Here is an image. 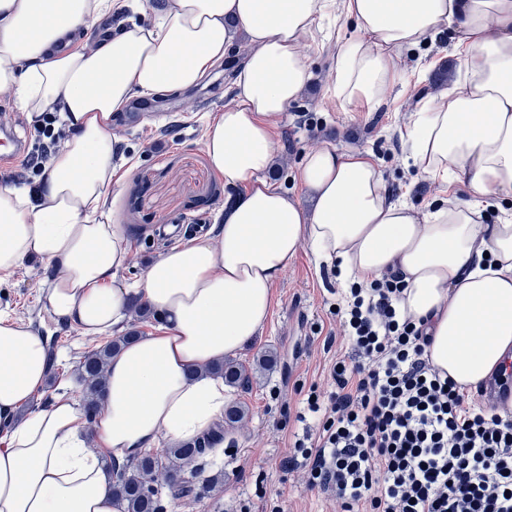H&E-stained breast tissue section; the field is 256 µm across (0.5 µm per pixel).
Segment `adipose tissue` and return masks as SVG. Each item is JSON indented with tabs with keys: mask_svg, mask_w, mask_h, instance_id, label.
<instances>
[{
	"mask_svg": "<svg viewBox=\"0 0 512 512\" xmlns=\"http://www.w3.org/2000/svg\"><path fill=\"white\" fill-rule=\"evenodd\" d=\"M108 7L0 0V87H16L32 112L64 99L75 129L53 160L48 207L0 187V282L40 260L55 272L44 291L51 314L88 337L121 328L135 300L163 323L113 355L89 425L73 397L33 406L55 365L50 340L0 317V512H120L104 457L122 463L210 431L229 396L208 366L258 336L275 283L303 249L343 282L397 275L432 365L461 388L498 371L512 354V217L479 218L512 198V0H169L153 25H132L92 51L61 48L71 32L93 31ZM337 9L356 33L338 49L325 95L345 112L385 105L396 52L455 27L465 80L427 100L404 136L422 175L467 182L470 200L416 212L390 200L368 155L330 147L301 162L310 206L269 182L274 124L311 78L304 43ZM35 17L42 25L33 30ZM241 32L249 52L231 84L235 101L202 140L213 172L240 194L217 240L190 239L148 263L134 286L118 284L129 239L90 220L112 189L108 122L133 91L197 87Z\"/></svg>",
	"mask_w": 512,
	"mask_h": 512,
	"instance_id": "1",
	"label": "adipose tissue"
}]
</instances>
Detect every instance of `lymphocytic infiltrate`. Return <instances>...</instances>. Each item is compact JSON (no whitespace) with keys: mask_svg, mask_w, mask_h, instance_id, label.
Instances as JSON below:
<instances>
[{"mask_svg":"<svg viewBox=\"0 0 512 512\" xmlns=\"http://www.w3.org/2000/svg\"><path fill=\"white\" fill-rule=\"evenodd\" d=\"M56 100L37 120V145L11 179L33 201L45 186L62 132ZM396 275L355 282L336 302L348 354L330 369L328 396L308 394L296 422L291 468L339 512H512V417L486 407L442 376L423 331L401 308Z\"/></svg>","mask_w":512,"mask_h":512,"instance_id":"lymphocytic-infiltrate-1","label":"lymphocytic infiltrate"}]
</instances>
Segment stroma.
Returning a JSON list of instances; mask_svg holds the SVG:
<instances>
[{"label": "stroma", "mask_w": 512, "mask_h": 512, "mask_svg": "<svg viewBox=\"0 0 512 512\" xmlns=\"http://www.w3.org/2000/svg\"><path fill=\"white\" fill-rule=\"evenodd\" d=\"M322 26L324 39L310 51L311 82L273 130L276 166L269 177L276 187L303 197L298 171L305 153L330 146L341 152H372L393 201L424 210L447 200L470 199L466 183L442 185L406 164L409 148L401 136L421 99L464 80L454 29L445 28L427 45L401 49L400 80L386 106L357 116L323 96L332 80L336 46L353 35L354 26L339 16L325 19ZM230 86V74L217 67L207 82L190 91L134 94L125 111L112 117L110 132L122 141L127 158L93 218L119 225L130 240L132 259L118 273L119 282H135L146 264L166 251L158 236L161 226L200 216L209 225L207 238H215L232 191L211 170L202 139L206 123L229 103ZM52 275L41 262L27 261L0 284V316L55 340L57 361L50 388L37 399L41 405L59 394L80 396L75 366L97 344L96 338L52 320L43 300ZM336 288L334 268L319 263L309 250L291 260L275 285L266 327L239 354L250 360L271 349L278 363L258 371L250 390L231 392L232 401L245 403L247 412L225 434L216 459L223 483L195 500L165 499L164 512H336L335 502L310 491L301 473L285 464L289 435L302 429L287 416L299 410L310 386L328 388L329 367L340 351L339 345L326 343L336 331L330 312Z\"/></svg>", "instance_id": "35a3bbf8"}]
</instances>
